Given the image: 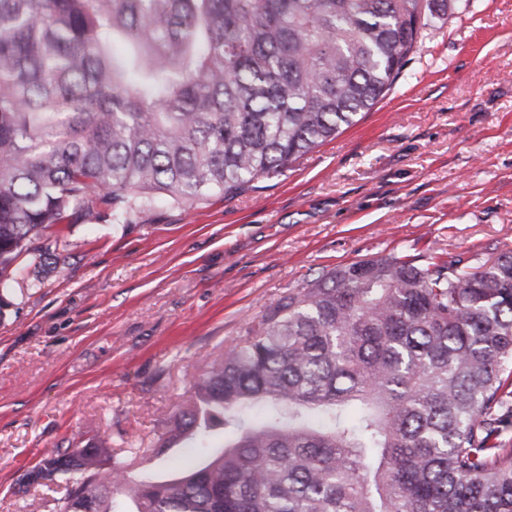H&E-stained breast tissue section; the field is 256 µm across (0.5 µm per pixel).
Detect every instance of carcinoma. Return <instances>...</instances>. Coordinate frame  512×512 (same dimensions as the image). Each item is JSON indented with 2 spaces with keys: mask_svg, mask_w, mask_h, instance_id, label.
<instances>
[{
  "mask_svg": "<svg viewBox=\"0 0 512 512\" xmlns=\"http://www.w3.org/2000/svg\"><path fill=\"white\" fill-rule=\"evenodd\" d=\"M456 0H0V288L57 224L234 196L355 125ZM512 251L371 257L291 291L133 478L56 449L54 512H512Z\"/></svg>",
  "mask_w": 512,
  "mask_h": 512,
  "instance_id": "1",
  "label": "carcinoma"
}]
</instances>
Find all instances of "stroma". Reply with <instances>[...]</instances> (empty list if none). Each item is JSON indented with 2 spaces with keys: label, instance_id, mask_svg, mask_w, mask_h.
<instances>
[{
  "label": "stroma",
  "instance_id": "1",
  "mask_svg": "<svg viewBox=\"0 0 512 512\" xmlns=\"http://www.w3.org/2000/svg\"><path fill=\"white\" fill-rule=\"evenodd\" d=\"M0 294V512H51L45 451L139 473L191 382L288 290L359 258L512 249V0H458L361 120L233 197L59 224Z\"/></svg>",
  "mask_w": 512,
  "mask_h": 512
}]
</instances>
